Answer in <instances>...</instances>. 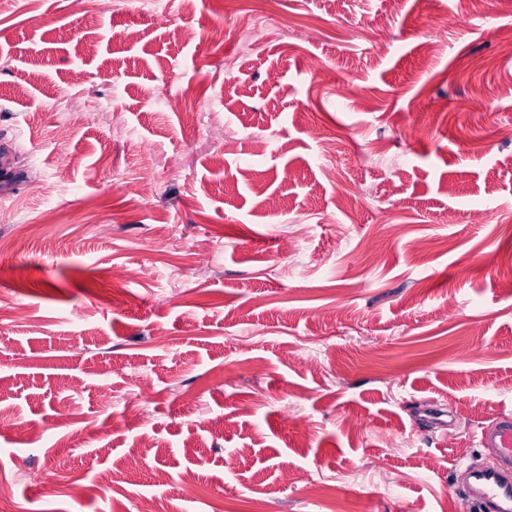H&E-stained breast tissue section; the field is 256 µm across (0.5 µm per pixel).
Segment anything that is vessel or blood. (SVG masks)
<instances>
[{
    "instance_id": "vessel-or-blood-1",
    "label": "vessel or blood",
    "mask_w": 512,
    "mask_h": 512,
    "mask_svg": "<svg viewBox=\"0 0 512 512\" xmlns=\"http://www.w3.org/2000/svg\"><path fill=\"white\" fill-rule=\"evenodd\" d=\"M479 443L492 449L494 462L468 465L465 491L488 512H512V414L498 416L483 427Z\"/></svg>"
}]
</instances>
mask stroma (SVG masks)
I'll list each match as a JSON object with an SVG mask.
<instances>
[{
  "instance_id": "stroma-1",
  "label": "stroma",
  "mask_w": 512,
  "mask_h": 512,
  "mask_svg": "<svg viewBox=\"0 0 512 512\" xmlns=\"http://www.w3.org/2000/svg\"><path fill=\"white\" fill-rule=\"evenodd\" d=\"M164 5L0 0V501L486 512L457 478L512 413V12Z\"/></svg>"
}]
</instances>
